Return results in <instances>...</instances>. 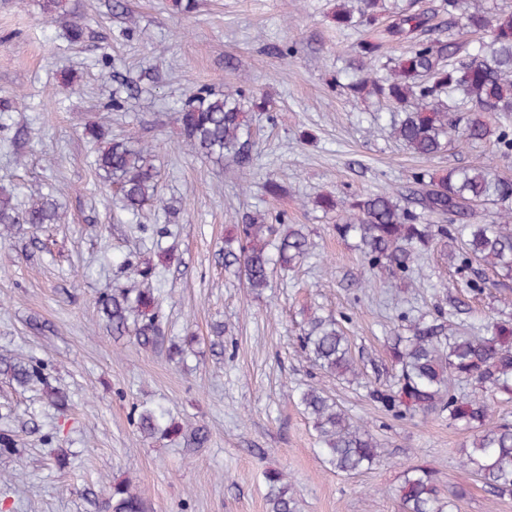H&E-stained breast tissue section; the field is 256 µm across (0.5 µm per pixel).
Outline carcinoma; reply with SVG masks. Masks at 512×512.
<instances>
[{
    "label": "carcinoma",
    "mask_w": 512,
    "mask_h": 512,
    "mask_svg": "<svg viewBox=\"0 0 512 512\" xmlns=\"http://www.w3.org/2000/svg\"><path fill=\"white\" fill-rule=\"evenodd\" d=\"M448 39H431L433 15L426 11L394 12L383 24L382 0H363L353 14L336 11L339 27L359 26L376 32L358 46L360 75L348 84L352 101L373 97L404 113L392 126V135L413 154L431 159L452 141L493 143L501 156L512 155V131L500 116L512 113V7L470 11L462 0H445ZM41 14L67 23L68 39L77 43L84 22L67 0H38ZM485 34L488 40L470 45L454 38L453 30ZM405 43L407 50L388 55L389 44ZM261 109L266 101L240 90L215 91L201 86L189 92L177 111L183 142L188 149L221 165L231 158L244 163L249 125L244 103ZM87 139L99 144L93 161L99 176L112 185L122 209L138 213L145 205L161 204L160 171L153 148L131 138H112L100 146L103 133L84 128ZM412 206H403L392 194H351L344 199L323 195L314 206L325 212L346 213L336 233L355 236L369 268L392 279L414 271L419 252L437 239H461L449 257L459 269L484 264L505 278L512 277V178L501 177L490 166L452 168L442 177L423 169L411 176ZM491 201L496 219L472 222L476 207ZM430 217H446L432 224ZM60 220L56 199L41 194L20 211L13 196L0 190V238L3 231H20L24 224H56ZM305 226L247 217L236 225V235L224 242V267L236 269L254 292L269 287L274 267L291 268L308 253ZM95 304L114 336H131L143 348L179 353L166 343L159 322V299L152 288L116 287L96 297ZM401 332L393 338L392 357L397 367L390 386L370 389V398L395 417L448 413V423L461 422L473 430L462 445L459 468L488 486L499 498L512 497V423L494 421L495 399L512 401V317L481 324L483 335L457 329L450 333L438 319L426 322L401 315ZM302 353L325 373L348 382L361 376L350 352L341 322L330 314L316 313L300 336ZM0 374L20 387L39 384L50 406L60 409L65 397L50 381V373L35 359L18 361L0 356ZM471 384L474 391L461 395L455 387ZM298 403L312 422L321 444L324 463L333 471L354 475L380 464L378 441L367 425L355 421L326 392L308 387ZM164 413L143 407L133 418L143 434L167 436L176 430L162 427ZM269 512H301L291 480L281 471L264 474ZM402 512H454L458 489L441 492L433 470L417 466L407 470L398 490ZM106 512H147L144 498L131 481L112 485Z\"/></svg>",
    "instance_id": "cac0c4a2"
}]
</instances>
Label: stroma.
I'll list each match as a JSON object with an SVG mask.
<instances>
[{
  "mask_svg": "<svg viewBox=\"0 0 512 512\" xmlns=\"http://www.w3.org/2000/svg\"><path fill=\"white\" fill-rule=\"evenodd\" d=\"M124 2L121 16L112 0H70L88 22L73 44L64 21L46 20L36 0H0V187L23 208L37 191L52 192L64 216L0 242V354L39 359L69 397L58 410L39 388L0 377V433L19 448L0 457V471L22 474L14 487L0 484V512H103L112 478L124 474L151 512H266L269 470L291 475L302 512H400L403 472L419 465L435 470L441 489L464 487L457 512H512V498L459 471L465 426L444 414L397 419L369 397L371 385L394 379L389 339L400 313L439 314L450 329L474 323L512 301V279L479 264L457 270L442 240L420 259L418 286H389L356 239L337 235V215L313 204L326 194L402 195L421 169L488 164L512 177V156L481 142L421 159L391 137L394 107L349 101V62L365 31L337 29L331 15L360 0H197L187 18L172 0ZM124 83L136 93L113 108ZM201 85L267 99L249 114L245 166L216 165L183 145L172 109ZM87 123L152 146L175 217L116 210L82 137ZM270 175L280 196L262 188ZM268 212L306 225L311 249L255 294L225 269L224 237L243 215ZM161 251L171 260L151 285L166 335L192 339L181 360L113 338L93 304L99 289L127 284V261ZM318 310L343 320L360 383L303 357L299 338ZM310 385L368 425L380 466L351 476L326 468L297 404ZM141 403L203 427L206 443L142 435L132 422Z\"/></svg>",
  "mask_w": 512,
  "mask_h": 512,
  "instance_id": "stroma-1",
  "label": "stroma"
}]
</instances>
